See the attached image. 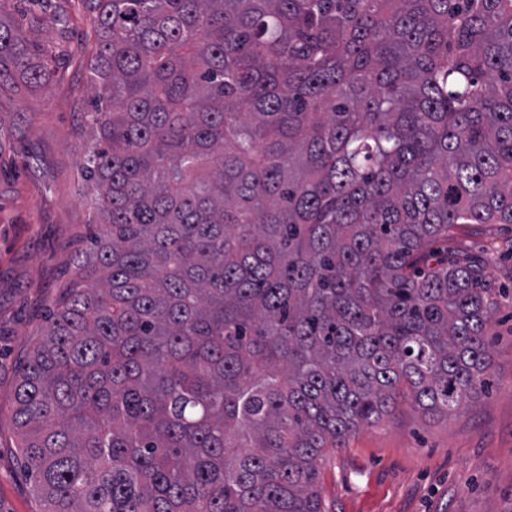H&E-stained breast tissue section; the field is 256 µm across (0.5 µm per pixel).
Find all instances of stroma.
<instances>
[{"label":"stroma","instance_id":"stroma-1","mask_svg":"<svg viewBox=\"0 0 512 512\" xmlns=\"http://www.w3.org/2000/svg\"><path fill=\"white\" fill-rule=\"evenodd\" d=\"M0 13L25 26L33 14L67 19L24 31L56 57L50 86L0 94V512H42L11 410L38 333L96 229L79 167L90 146L94 32L81 0H6ZM448 250L485 261L499 294L493 386L454 415L402 403L353 433L322 465L327 512H512V226L457 228Z\"/></svg>","mask_w":512,"mask_h":512}]
</instances>
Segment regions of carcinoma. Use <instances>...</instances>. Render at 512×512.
I'll return each instance as SVG.
<instances>
[{
    "label": "carcinoma",
    "instance_id": "carcinoma-1",
    "mask_svg": "<svg viewBox=\"0 0 512 512\" xmlns=\"http://www.w3.org/2000/svg\"><path fill=\"white\" fill-rule=\"evenodd\" d=\"M99 231L11 420L44 512H326L400 401L490 386L512 0H86ZM0 19V92L49 85Z\"/></svg>",
    "mask_w": 512,
    "mask_h": 512
}]
</instances>
